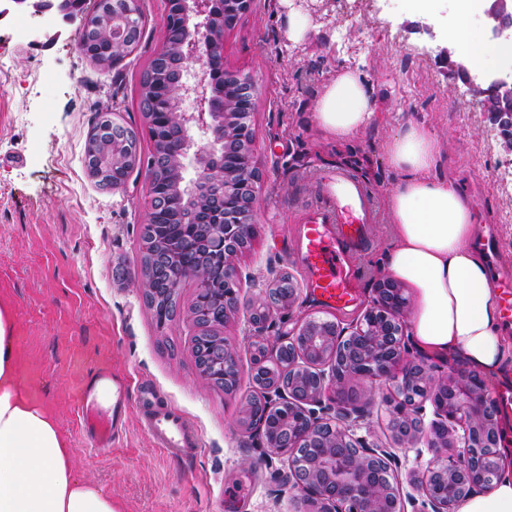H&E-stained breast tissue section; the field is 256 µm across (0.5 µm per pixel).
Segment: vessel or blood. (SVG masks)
Here are the masks:
<instances>
[{"label": "vessel or blood", "mask_w": 512, "mask_h": 512, "mask_svg": "<svg viewBox=\"0 0 512 512\" xmlns=\"http://www.w3.org/2000/svg\"><path fill=\"white\" fill-rule=\"evenodd\" d=\"M322 195L310 210V220L303 231L304 245L299 255L308 272V286L323 304L333 308L348 306L351 290L347 278V261L363 252L369 243L370 224L377 221V207L362 181L354 174L339 170L321 176ZM112 380L108 369H101L93 385L85 392L82 422L94 447H111L126 412L122 391L112 394V415L104 419L94 409L93 396L98 387ZM137 408L142 423L160 448L177 455L198 445V437L181 413L159 404L151 391L141 392Z\"/></svg>", "instance_id": "obj_1"}]
</instances>
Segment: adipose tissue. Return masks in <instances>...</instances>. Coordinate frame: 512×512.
<instances>
[{
  "mask_svg": "<svg viewBox=\"0 0 512 512\" xmlns=\"http://www.w3.org/2000/svg\"><path fill=\"white\" fill-rule=\"evenodd\" d=\"M446 8V37L472 68L512 54V42H486L470 26L473 0H408L409 16L431 23ZM316 118L340 141L368 127L375 114L361 76L338 71L317 101ZM442 153L440 139L422 124L407 125L386 144L400 176L386 198L395 239L386 273L412 291L410 335L419 350L462 357L494 377L505 370L512 338L502 332L485 259L472 244L468 200L437 173ZM17 365L13 322L0 308V512H115L110 492L74 473L55 421L22 393Z\"/></svg>",
  "mask_w": 512,
  "mask_h": 512,
  "instance_id": "adipose-tissue-1",
  "label": "adipose tissue"
}]
</instances>
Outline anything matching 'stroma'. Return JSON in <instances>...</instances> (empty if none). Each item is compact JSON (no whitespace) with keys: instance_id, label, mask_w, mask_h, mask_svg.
I'll return each instance as SVG.
<instances>
[{"instance_id":"35a3bbf8","label":"stroma","mask_w":512,"mask_h":512,"mask_svg":"<svg viewBox=\"0 0 512 512\" xmlns=\"http://www.w3.org/2000/svg\"><path fill=\"white\" fill-rule=\"evenodd\" d=\"M166 3L141 0L139 40L108 69L80 52L81 19L50 28L29 11L0 19V55L8 61L0 71V303L14 316L20 386L52 414L75 473L111 492L116 512H311L303 493L280 479L286 457L260 447L254 430L240 423L254 392L251 308L267 288L291 279L293 308L271 307L258 333L271 351L306 319L354 326L372 303L393 245L383 210L370 227L369 248L348 262L353 302L325 308L297 260L316 175L350 171L384 203L400 180L387 141L406 123L425 124L444 144L440 172L469 200L475 244L496 277L512 274V152L492 114L449 67L446 37L425 21L406 19V0H253L225 30L222 52L225 71L255 87L249 122L258 174L256 236L234 259L238 307L214 329L238 365V390L225 394L196 368L194 283L182 282L180 314L163 328L144 299L146 165L110 190L90 176L84 154L106 115L134 131L143 156H150L140 82L163 46ZM292 14L308 21L297 40L289 37ZM20 23L33 32L23 44L13 37ZM345 67L369 85L376 118L339 143L322 133L316 103ZM100 368L124 383L129 399L145 388L156 391L193 424L200 447L168 455L133 407L111 447H92L81 406ZM366 389L360 435L393 454L400 474L422 473L433 456L426 439L400 448L388 428L385 398L394 394L393 382L377 380Z\"/></svg>"}]
</instances>
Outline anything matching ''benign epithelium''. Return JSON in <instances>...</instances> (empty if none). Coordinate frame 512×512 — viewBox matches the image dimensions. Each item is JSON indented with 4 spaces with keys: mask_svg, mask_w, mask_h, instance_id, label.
<instances>
[{
    "mask_svg": "<svg viewBox=\"0 0 512 512\" xmlns=\"http://www.w3.org/2000/svg\"><path fill=\"white\" fill-rule=\"evenodd\" d=\"M42 16L55 11L65 19L84 13V0H8ZM215 0H183L185 22L178 16L167 18V27L178 26L185 37L177 48L181 67L174 80H159L151 74L150 93L144 115L153 127L156 116L165 114L166 128L175 131L168 148L149 162L150 183H156L171 161L178 165L181 195L195 199L197 188L217 186V204L224 208V226L214 227L203 214L194 233L202 235L210 247L224 255L225 287H213L210 268L205 263L181 267L169 292L192 279L197 286L196 306L191 315L196 326L205 327L209 305L216 302L221 317L238 305L233 259L254 238L255 225L243 220L252 211L255 162L250 151L252 128L239 124L237 117L250 114L255 107L252 85L233 74L225 78L238 86L236 94L216 101L211 87V57L223 51L225 28L213 23ZM141 17L128 8L112 7V62H117L132 46L130 16ZM483 15L493 37L512 41V4L492 0ZM453 67L474 94L488 99L481 102L497 117L506 147L512 151V62L493 72L470 71L458 58ZM211 134L207 146L197 147L193 131ZM135 143L134 136L105 118L92 132ZM111 160L106 155L89 161V168L102 186L116 189L105 178ZM195 177H186L188 167ZM171 253H152L153 271L142 282L146 300L155 297L156 275L165 271ZM372 305L353 331L346 332L333 322L309 319L291 336L288 345V381L261 384L262 394L245 404L246 424L262 433L266 447L288 458L287 483L300 489L320 504L318 512H402V498L417 506L414 512H453L454 506L474 493L490 488L502 476L501 433L496 399L484 379L465 368L437 377L422 361L404 359L401 316L407 306L400 283L381 278L374 288ZM271 303L289 308L295 301V288L284 282L268 289ZM199 376L221 386L227 393L236 391L239 372L233 348L224 337L194 355ZM397 379L398 401L389 411L390 429L396 443L404 447L423 433L420 415L423 402L430 401L435 419L428 433L429 447L435 456L422 474L401 478L392 468V456L371 448L357 435L362 420L358 403L365 398L363 382L392 377ZM274 392L278 400L268 397ZM286 409L299 419L272 433L268 429L271 413ZM410 491L403 492V485Z\"/></svg>",
    "mask_w": 512,
    "mask_h": 512,
    "instance_id": "benign-epithelium-1",
    "label": "benign epithelium"
}]
</instances>
